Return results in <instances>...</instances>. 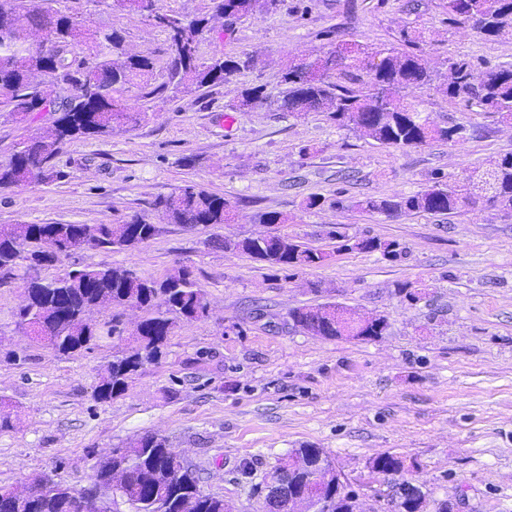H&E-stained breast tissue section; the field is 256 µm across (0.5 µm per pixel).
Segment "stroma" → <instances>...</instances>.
Returning a JSON list of instances; mask_svg holds the SVG:
<instances>
[{
	"mask_svg": "<svg viewBox=\"0 0 512 512\" xmlns=\"http://www.w3.org/2000/svg\"><path fill=\"white\" fill-rule=\"evenodd\" d=\"M448 0H280L241 20L216 15L213 0H156L159 12L205 16L198 56L243 60L209 88L167 87L166 32L114 0H58L91 29L116 32L129 55L155 62L149 97L133 86L138 122L106 136L64 143L43 181L0 193V225L115 224L137 215L156 225L128 250L83 247L41 272L53 279L86 265L163 277L184 265L205 289L204 320L180 322L162 356L145 364L121 396L98 400L104 367L124 350L108 336L111 310L95 313L106 334L89 351L59 355L15 329L23 282L0 285V485L52 473L80 489L97 461L147 433L163 437L196 468L204 492L238 512H261L265 478L294 448L324 449L362 512H394L397 478L372 470L375 457L405 462L406 479L453 512H512V212L488 206L452 214L387 216L355 209L367 198L413 194L433 173L465 182L512 153V123L465 106L432 84L415 92L432 121L468 128L465 141L385 146L321 112L293 116L279 101L289 59L346 43L399 44L402 33L437 76L447 58L479 71L512 64V39L489 38L449 21ZM262 103L235 107L249 88ZM234 115L225 125V115ZM50 113L21 121L0 111V160L43 133ZM193 184L235 207L231 223L171 224L156 199ZM324 204L306 209L307 197ZM276 211L285 223L260 216ZM285 235L328 252L294 278L225 238ZM399 242L403 255L346 250L343 238ZM421 290L411 301L401 286ZM334 303L388 322L372 340H329L287 322L290 310Z\"/></svg>",
	"mask_w": 512,
	"mask_h": 512,
	"instance_id": "35a3bbf8",
	"label": "stroma"
}]
</instances>
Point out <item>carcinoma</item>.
Masks as SVG:
<instances>
[{"mask_svg":"<svg viewBox=\"0 0 512 512\" xmlns=\"http://www.w3.org/2000/svg\"><path fill=\"white\" fill-rule=\"evenodd\" d=\"M221 14L235 19L268 12L278 0H215ZM453 20L471 24L488 37L512 34V0H448ZM53 25L55 48L43 55L33 49V26ZM208 20L186 21L171 17L165 28L171 50L169 83L209 87L224 82L240 68L233 57L202 62L197 44ZM121 38L113 32L99 38L82 20L59 9L43 8L35 0H0V107L23 121L34 112H45L46 101L57 103V116L46 134L24 141L9 160L0 163V192L22 190L42 181L59 145L77 139L100 137L114 125L133 123L139 113L130 112L122 94L135 82L149 86L155 63L148 56L120 52ZM450 82L444 87L451 99L476 103L503 121H512V66H496L476 72L469 62L447 59ZM45 76L35 83L32 76ZM288 85L280 108L286 112H324L340 126L352 125L363 135L397 147L422 146L434 140L456 143L452 127H440L425 115L413 90L433 81L428 61L398 47L369 49L361 44L342 47L328 56H309L291 61L282 75ZM432 185L411 195L387 199L367 198L354 204L363 212L452 213L474 203L461 186L433 174ZM478 197L491 206L512 211V153L477 175ZM173 224L216 226L233 219V207L224 197L185 185L154 203ZM153 224L133 216L119 224H14L0 228V268L24 269V300L17 313L16 330L34 337L60 355L93 349L101 327L88 314L103 305L114 311L137 305L150 312L126 338L127 348L112 358L96 396L110 400L125 393L146 362L156 360L168 333L179 321H198L208 314L206 293L185 267L172 269L156 280L109 266H84L50 281L21 261L20 247L38 251L52 248L63 256L83 246L107 250L129 249L152 239ZM224 249L240 252L275 272L298 271L318 266L327 253L282 235L227 239ZM349 249L379 252L388 259L401 256L399 245L376 237L363 238ZM294 325H312L314 335L329 339L369 340L382 335L385 319L367 327L362 317L344 307L326 304L299 307L289 312ZM116 455L94 466L92 484L108 486L112 498L129 512H234V504L206 494L195 470L178 460V452L156 434H144ZM322 448H294L288 456L308 466L319 462ZM403 462L384 454L373 469L382 474L400 472ZM81 491L55 476H34L26 487L25 508L15 503L11 486H0V512H76ZM352 494L336 490L334 477L323 481L318 512H350Z\"/></svg>","mask_w":512,"mask_h":512,"instance_id":"cac0c4a2","label":"carcinoma"}]
</instances>
